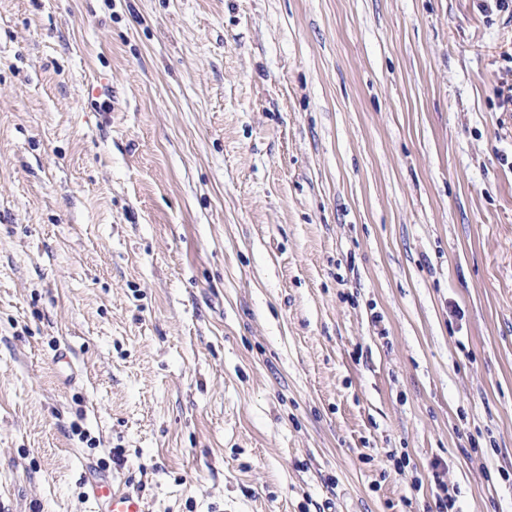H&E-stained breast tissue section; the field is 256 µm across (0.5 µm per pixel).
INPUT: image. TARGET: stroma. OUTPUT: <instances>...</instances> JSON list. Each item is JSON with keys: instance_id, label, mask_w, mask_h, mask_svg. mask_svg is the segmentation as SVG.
<instances>
[{"instance_id": "1", "label": "stroma", "mask_w": 512, "mask_h": 512, "mask_svg": "<svg viewBox=\"0 0 512 512\" xmlns=\"http://www.w3.org/2000/svg\"><path fill=\"white\" fill-rule=\"evenodd\" d=\"M0 0V512H512V13ZM97 512H145L142 497L129 490V485H116L111 480L94 482L87 493Z\"/></svg>"}]
</instances>
